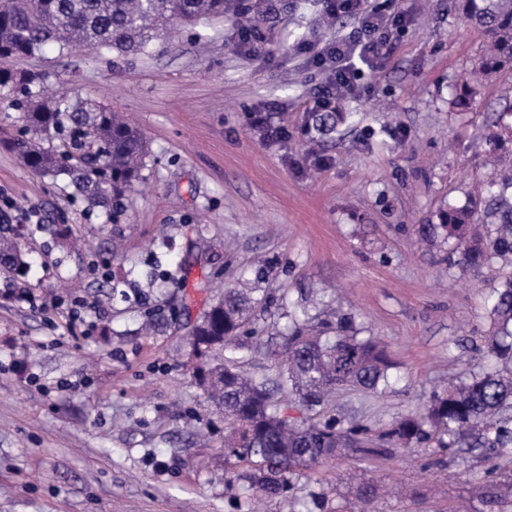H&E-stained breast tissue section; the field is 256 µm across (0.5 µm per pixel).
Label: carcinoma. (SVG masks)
Instances as JSON below:
<instances>
[{
  "mask_svg": "<svg viewBox=\"0 0 512 512\" xmlns=\"http://www.w3.org/2000/svg\"><path fill=\"white\" fill-rule=\"evenodd\" d=\"M226 0H3L0 3V60L27 59L48 44L64 54L87 45L119 56L145 54L155 38L175 23L194 24L224 16ZM463 19L480 30L486 46L480 68L490 76L512 68V0H458ZM43 75L0 67V90L11 105L24 110L25 131L0 144L15 152L31 171L56 179L65 176L91 215L102 208L116 222L124 200L146 166L148 145L141 132L112 113L110 107L79 96L39 102L33 87ZM482 96L467 86L456 104L480 105ZM512 112L498 113V146L512 138ZM355 112H315L314 132L330 139L338 124L356 120ZM438 223L422 233L448 242L454 264L463 270L497 271L487 292L491 328L486 353L502 368L479 363L468 377L429 396L423 408L393 420L379 435L339 418L298 423L288 418L276 398L312 408L324 403L331 390L351 387L383 393L391 385L394 361L372 336L359 335L355 317L336 312L321 329L293 322L284 337L274 378L245 374L239 357H222L224 347L241 348L239 331L249 319L252 301L241 290L227 288L194 326L189 344L208 363L200 368L201 385L211 403L224 414L230 437L224 458L230 462L229 486L246 484L265 497L294 487L293 479L346 451L375 456L388 448L436 443L448 452L467 448L481 455L512 448V167H503L484 181L463 206L448 205ZM0 267L18 274L27 269L12 224L0 223Z\"/></svg>",
  "mask_w": 512,
  "mask_h": 512,
  "instance_id": "1",
  "label": "carcinoma"
}]
</instances>
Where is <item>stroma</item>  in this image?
Here are the masks:
<instances>
[{
  "instance_id": "1",
  "label": "stroma",
  "mask_w": 512,
  "mask_h": 512,
  "mask_svg": "<svg viewBox=\"0 0 512 512\" xmlns=\"http://www.w3.org/2000/svg\"><path fill=\"white\" fill-rule=\"evenodd\" d=\"M376 2L409 23L342 97L340 111L360 118L330 139L308 124L323 76L299 47L357 22L317 26L323 0L261 10L251 60L228 9L178 27L147 56L48 47L19 61L46 75L40 97L77 93L122 113L149 158L114 222L86 216L63 182L0 148V192L32 216L26 276L0 270V512H301L321 490L334 512L363 484L378 488V512H512L500 492L512 450L351 455L306 471L289 498L227 488L224 416L193 375L192 327L227 288L256 303L241 337L249 374L276 375L267 330L285 329L298 306L353 313L386 343L397 364L388 390H337L315 416L286 405L300 421L381 428L478 358L466 342L489 326L490 274L461 271L447 244L422 242L420 229L492 171L484 114L455 104L484 38L454 0ZM255 109L287 139L269 143L251 128ZM62 223L80 247L59 246ZM148 312L150 336L139 331Z\"/></svg>"
}]
</instances>
